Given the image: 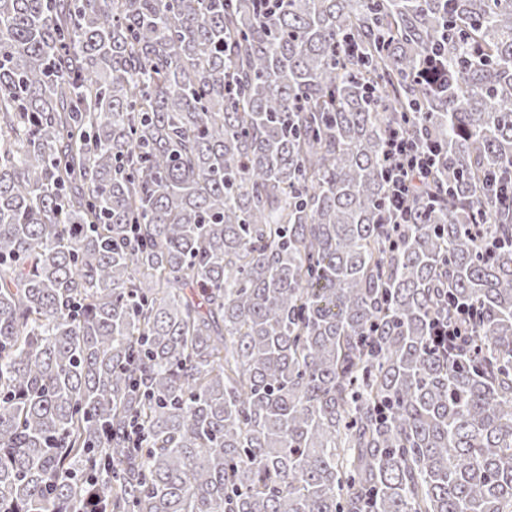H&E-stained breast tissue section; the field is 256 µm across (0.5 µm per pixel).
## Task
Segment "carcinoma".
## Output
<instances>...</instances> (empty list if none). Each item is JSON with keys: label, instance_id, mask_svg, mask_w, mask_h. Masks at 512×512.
I'll list each match as a JSON object with an SVG mask.
<instances>
[{"label": "carcinoma", "instance_id": "cac0c4a2", "mask_svg": "<svg viewBox=\"0 0 512 512\" xmlns=\"http://www.w3.org/2000/svg\"><path fill=\"white\" fill-rule=\"evenodd\" d=\"M511 168L512 0H0V512H512ZM386 152L390 161L387 173L389 206L403 218L414 184L429 178L438 155L428 144H421L398 130L390 133ZM455 316H438L430 324V336L434 346L443 353L457 355L469 345L470 324L475 312L455 306Z\"/></svg>", "mask_w": 512, "mask_h": 512}]
</instances>
